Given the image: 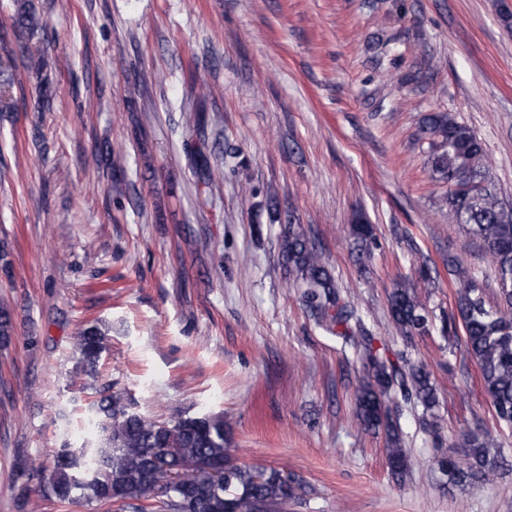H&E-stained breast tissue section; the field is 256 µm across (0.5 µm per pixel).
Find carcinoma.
Returning <instances> with one entry per match:
<instances>
[{"instance_id": "cac0c4a2", "label": "carcinoma", "mask_w": 512, "mask_h": 512, "mask_svg": "<svg viewBox=\"0 0 512 512\" xmlns=\"http://www.w3.org/2000/svg\"><path fill=\"white\" fill-rule=\"evenodd\" d=\"M16 24L27 34L25 57H40L44 43L34 38L43 27L40 16L24 7ZM421 136L429 140L433 177L448 183V217L480 241L488 254L498 285L489 304L477 276L463 262L448 260L458 283L454 311L441 317V332L457 337L462 326L464 345L479 365L483 388L498 420L512 424V207L499 196L482 140L450 112L426 115ZM205 193L215 197L222 185L207 175L208 159L198 161ZM351 251L356 261L371 259L376 246L373 226H352ZM280 254L288 282L302 289L301 300L316 326L341 338L362 353L365 375L355 390L354 417L365 432L384 431L385 455L394 476L408 467V456L388 401L395 391L434 416L437 388L423 362L393 360L375 346L377 337L338 290L323 249L304 231L286 224L280 232ZM389 318L401 335L429 330L432 315L416 286L397 281L387 295ZM106 331L97 324L81 329L74 339L88 373H93L104 350ZM100 434L93 448L64 447L44 478L46 489L62 501L115 502L132 505L160 493V512H285L294 486L277 470L252 472L232 463L224 436V417L202 415L169 421L148 420L129 411L112 396L92 405ZM461 457L442 456L439 468L448 470L454 484L486 483L498 475L494 441L473 435L464 440Z\"/></svg>"}]
</instances>
